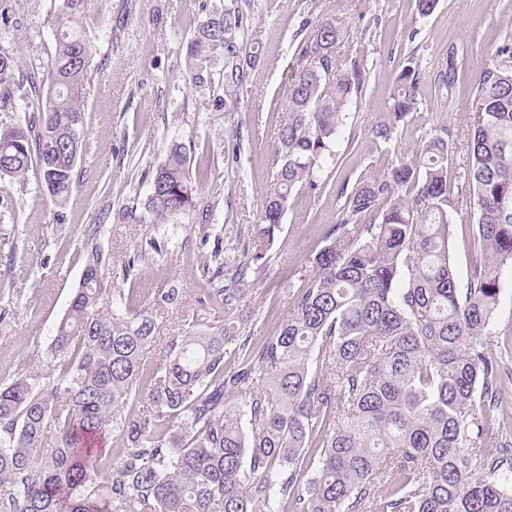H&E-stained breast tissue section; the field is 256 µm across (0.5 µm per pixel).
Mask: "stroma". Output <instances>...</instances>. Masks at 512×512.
I'll return each mask as SVG.
<instances>
[{"label": "stroma", "mask_w": 512, "mask_h": 512, "mask_svg": "<svg viewBox=\"0 0 512 512\" xmlns=\"http://www.w3.org/2000/svg\"><path fill=\"white\" fill-rule=\"evenodd\" d=\"M62 4L0 0V48L13 51L22 66H46ZM230 4L243 17L236 49L245 60L231 110L224 106L223 57L208 66L212 83L194 87L185 80L187 45L199 24ZM323 21L343 32L338 59L367 72L355 114L358 144L339 140L337 169L326 187L293 193L269 246L265 280L249 284L243 298V312L254 319L257 335L272 334L287 313L281 283L312 275L310 258L337 221L343 182L383 171L421 148L439 116L431 77L451 45L458 47L462 64L456 109L448 115L455 131L448 176L464 174L473 87L492 62L489 47L512 33V0H438L427 16L417 11L415 0H85L83 27L92 55L85 146L73 194L60 208L36 175L22 183L0 179V302L10 304L0 320V384L44 370L56 325L82 278L90 227H97V244L112 256L113 279L121 280L125 255L154 232L145 208L147 174L163 162L172 143L185 146L193 174L205 185L203 199L214 206L219 223H258L285 119L288 80L310 65L302 45ZM251 54L257 57L252 64ZM412 54L422 67L419 108L393 141L376 142L370 130L390 119L389 90ZM179 222L182 246L142 268L146 286L174 280L184 290V306L163 318L165 337L196 333L191 316L201 286L200 260L225 244L222 233L198 232L197 213ZM474 222L470 205L455 216L451 251L462 280L474 258Z\"/></svg>", "instance_id": "stroma-1"}]
</instances>
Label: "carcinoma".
<instances>
[{
    "instance_id": "carcinoma-1",
    "label": "carcinoma",
    "mask_w": 512,
    "mask_h": 512,
    "mask_svg": "<svg viewBox=\"0 0 512 512\" xmlns=\"http://www.w3.org/2000/svg\"><path fill=\"white\" fill-rule=\"evenodd\" d=\"M84 0H64L50 60L51 87L0 49V100L16 78L27 108L0 123V177L34 172L62 207L82 151L92 51ZM243 28L226 7L188 47V84L208 82L217 54L236 57ZM340 29L316 27L302 48L319 65L297 70L258 224L224 227L229 247L201 261L206 287L192 313L202 331L161 341L158 315L183 306L171 281L143 288L139 266L169 254L196 207L185 147L150 177L146 209L168 221L128 255L121 288L112 257L92 245L83 278L56 327L41 374L0 384V512H512V439L484 442L512 378V344H495L500 270L512 266V44L480 74L468 168L448 185V122L415 157L342 187L339 219L313 274L282 284L288 315L271 336L241 313L243 282L263 280L268 246L294 191L328 184L350 112L366 82L336 57ZM448 47L433 80L447 112L459 78ZM224 103L242 78L228 65ZM420 60L406 59L390 93L381 143L417 109ZM476 206L477 256L459 288L451 259L455 213ZM119 447L108 448L109 438ZM53 448L48 458L40 449Z\"/></svg>"
}]
</instances>
